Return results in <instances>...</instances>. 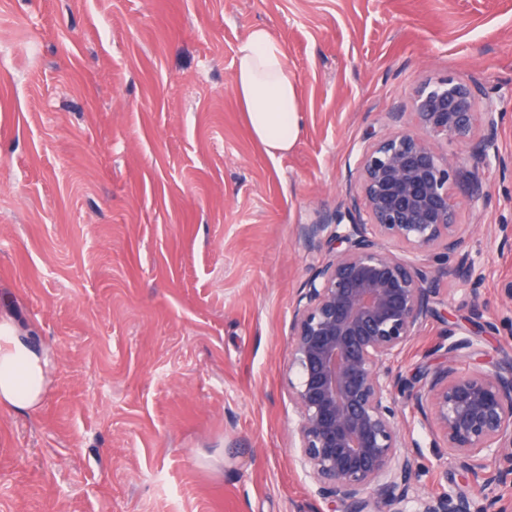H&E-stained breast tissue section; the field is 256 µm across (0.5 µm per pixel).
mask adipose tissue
<instances>
[{
	"label": "adipose tissue",
	"mask_w": 512,
	"mask_h": 512,
	"mask_svg": "<svg viewBox=\"0 0 512 512\" xmlns=\"http://www.w3.org/2000/svg\"><path fill=\"white\" fill-rule=\"evenodd\" d=\"M234 87L251 133L267 153L284 154L296 143L301 115L295 81L281 43L262 25L250 28L233 49ZM48 359L28 335L0 323V406L25 412L38 406Z\"/></svg>",
	"instance_id": "adipose-tissue-1"
}]
</instances>
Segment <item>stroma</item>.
I'll list each match as a JSON object with an SVG mask.
<instances>
[{"mask_svg": "<svg viewBox=\"0 0 512 512\" xmlns=\"http://www.w3.org/2000/svg\"><path fill=\"white\" fill-rule=\"evenodd\" d=\"M256 25L296 81L283 155L234 92ZM449 73L502 114L499 161L457 188L489 312L457 366L490 370L512 359V0H0V320L49 357L40 405L0 407V512H331L292 446L293 304L328 257L301 227L346 209L362 138L411 126ZM428 265L438 313L406 377L470 315ZM403 427L418 493L460 483L419 416Z\"/></svg>", "mask_w": 512, "mask_h": 512, "instance_id": "35a3bbf8", "label": "stroma"}]
</instances>
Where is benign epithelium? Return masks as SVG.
<instances>
[{"instance_id":"7a95c632","label":"benign epithelium","mask_w":512,"mask_h":512,"mask_svg":"<svg viewBox=\"0 0 512 512\" xmlns=\"http://www.w3.org/2000/svg\"><path fill=\"white\" fill-rule=\"evenodd\" d=\"M412 107L418 131L363 140L347 212L303 227L309 245H326L331 258L305 283L291 323L295 441L318 494L345 512H512V362L458 372L457 359L475 354L478 339L454 326L446 365L411 381L392 368L435 314L430 254L470 286L473 320L483 317L484 274L465 249L455 188L472 159L499 158L501 113L478 83L453 74L419 85ZM448 142L462 146L451 158L441 152ZM404 396L454 468L482 479L478 491L411 496L419 474L400 452Z\"/></svg>"}]
</instances>
